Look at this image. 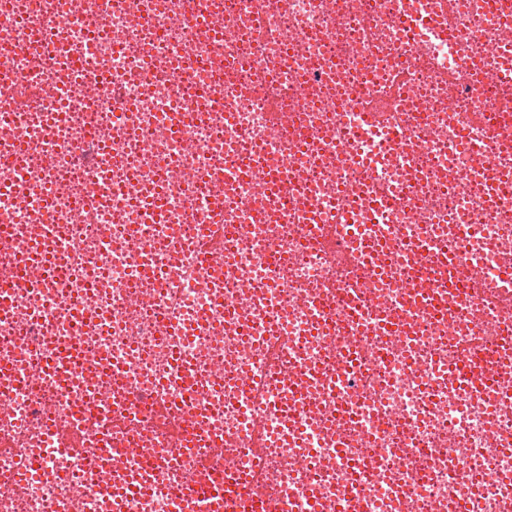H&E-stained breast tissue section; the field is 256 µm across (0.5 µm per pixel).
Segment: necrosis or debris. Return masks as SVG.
Here are the masks:
<instances>
[{"label":"necrosis or debris","instance_id":"4bbe7bcc","mask_svg":"<svg viewBox=\"0 0 512 512\" xmlns=\"http://www.w3.org/2000/svg\"><path fill=\"white\" fill-rule=\"evenodd\" d=\"M510 54L490 0H0V512L242 475L281 512H512ZM51 229L61 275L20 270ZM478 343L491 401L452 371Z\"/></svg>","mask_w":512,"mask_h":512}]
</instances>
